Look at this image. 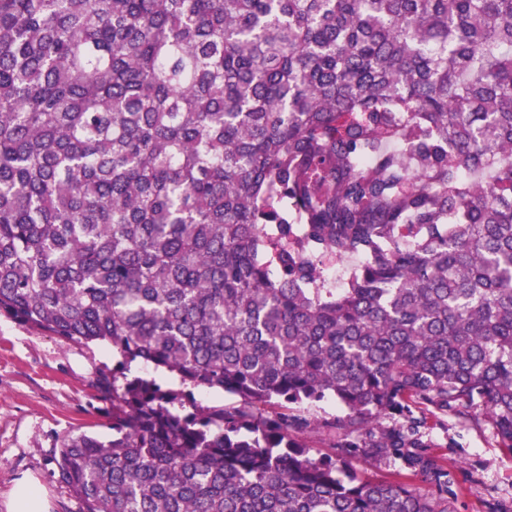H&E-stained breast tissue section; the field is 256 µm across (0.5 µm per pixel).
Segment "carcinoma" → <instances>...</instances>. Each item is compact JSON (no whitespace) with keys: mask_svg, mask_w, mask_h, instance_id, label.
<instances>
[{"mask_svg":"<svg viewBox=\"0 0 512 512\" xmlns=\"http://www.w3.org/2000/svg\"><path fill=\"white\" fill-rule=\"evenodd\" d=\"M0 312L119 357L80 512H448L426 408L512 452V0H0ZM297 413L306 416L309 419L323 423L327 420H332L333 417L343 415V410L336 404L334 400H325L323 402L304 405L297 408ZM354 464L359 473L386 480H405L420 488L423 492L431 490L429 485L421 482L420 479L407 476V471L403 468L401 462L394 461L390 457H365Z\"/></svg>","mask_w":512,"mask_h":512,"instance_id":"carcinoma-1","label":"carcinoma"}]
</instances>
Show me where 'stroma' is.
I'll return each mask as SVG.
<instances>
[{
  "instance_id": "1",
  "label": "stroma",
  "mask_w": 512,
  "mask_h": 512,
  "mask_svg": "<svg viewBox=\"0 0 512 512\" xmlns=\"http://www.w3.org/2000/svg\"><path fill=\"white\" fill-rule=\"evenodd\" d=\"M115 363L105 345L63 342L0 313V512H13L26 483L41 492L44 512H79L55 455L68 436L109 437L111 404L95 382ZM427 427L448 469V512H512V453L484 410L438 412Z\"/></svg>"
}]
</instances>
